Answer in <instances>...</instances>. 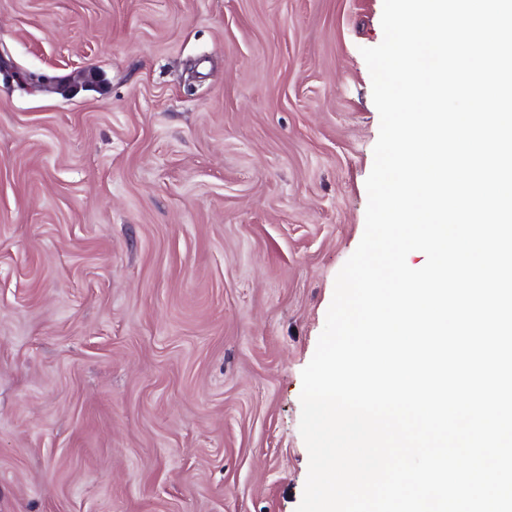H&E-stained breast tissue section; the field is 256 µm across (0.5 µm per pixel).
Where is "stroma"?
<instances>
[{
	"mask_svg": "<svg viewBox=\"0 0 512 512\" xmlns=\"http://www.w3.org/2000/svg\"><path fill=\"white\" fill-rule=\"evenodd\" d=\"M382 11L0 0V512H296Z\"/></svg>",
	"mask_w": 512,
	"mask_h": 512,
	"instance_id": "35a3bbf8",
	"label": "stroma"
}]
</instances>
